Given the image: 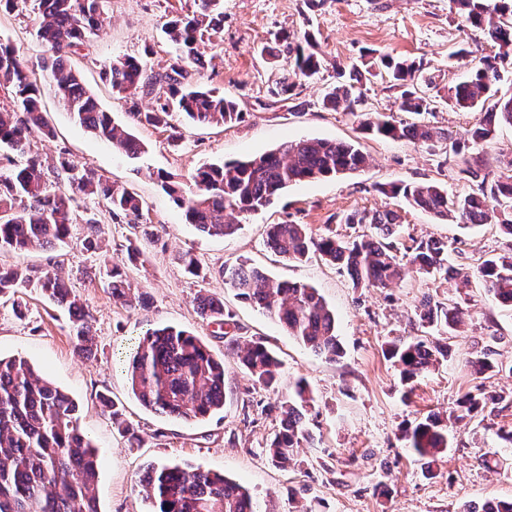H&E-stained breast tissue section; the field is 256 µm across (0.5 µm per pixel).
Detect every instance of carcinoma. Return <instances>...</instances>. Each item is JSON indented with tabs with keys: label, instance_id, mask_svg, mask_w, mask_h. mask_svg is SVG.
<instances>
[{
	"label": "carcinoma",
	"instance_id": "cac0c4a2",
	"mask_svg": "<svg viewBox=\"0 0 512 512\" xmlns=\"http://www.w3.org/2000/svg\"><path fill=\"white\" fill-rule=\"evenodd\" d=\"M221 0H195L196 10L169 21L165 28L178 54L164 71H155L135 57L116 59L105 66L112 89L120 94H142L155 99L148 112H133L134 121L146 122L179 138L177 123L184 118L202 126L241 122L244 113L235 99L204 90L188 80V68L202 62L200 45L205 32L213 28ZM450 8L466 26L483 33L498 49L473 67L468 77L448 86L445 101L455 108L485 107L494 98L500 80L498 63L512 57V0H449ZM102 23L99 0H38L37 37L54 51L46 75L52 80L70 113L88 132L112 144L129 157L143 152L142 144L127 129L112 120L85 87L80 74L65 57L84 45L87 34ZM285 51L293 56L292 76L310 78L322 67L313 35L304 32L295 42L280 37ZM372 67L385 71L393 85L401 88L397 102L400 112L416 116L436 111L437 101L417 84L421 66L415 62L383 55ZM336 84L321 99L327 110H342L358 119L360 130L374 137L406 138L426 146L447 140L445 132L429 123L398 121L386 112L365 107L363 73L355 66H335ZM0 88L10 102L0 107V251L53 249L72 237L77 224H84L82 245L98 247V221L87 216L77 219V197L94 195L104 200L113 216L133 221L142 218L143 203L123 186L110 182L91 169L81 174L62 159L48 169L32 153L30 138L54 136L39 97L36 72L9 43L0 42ZM512 126V97L498 99L485 107L480 121L467 140L453 143L456 154H471L461 169L463 178L475 186L464 196H449L443 186L427 182L398 181L380 188L390 198L401 197L407 206L429 213L438 220L453 218L458 224H485L498 220L503 235L512 242V161L499 172L489 169L481 156L496 128ZM367 157L354 144L323 139L287 142L261 156L203 164L192 175L196 192L189 195L182 183L169 174H159L162 188L186 219L208 235L231 236L240 225L229 217L255 213L273 203L292 183L353 172L366 164ZM344 224H367L370 233L347 238L314 237L305 224H271L267 245L287 260L301 261L311 254L346 272L355 288H385L401 278L404 264L425 275L446 279L458 274L448 264V244L435 239L414 241L401 248L396 241L402 224L401 211H354ZM112 298L129 307L141 302L132 288L124 265L106 269ZM500 305L512 307V250L483 260L473 272ZM224 284L238 291L241 299L260 308L287 330L288 335L314 353L337 360L343 348L337 334L335 314L318 291L300 282L271 279L246 261L224 268ZM19 288H36L51 300L65 305L72 317L76 350L94 352L91 316L80 298L55 271L33 275L27 270L0 266V297ZM200 315L219 326L236 327L232 312L215 297L198 298ZM421 326L439 336L462 322L457 305L427 298L418 306ZM228 346L237 352L252 380L266 389L279 391L281 362L261 341L232 338ZM489 345L472 352L465 366L476 375L499 367ZM387 359L399 369L405 383L451 357L447 342L427 336L393 338L385 348ZM125 372L133 396L146 409L193 422L224 408V363L190 331L171 325L148 330L125 360ZM101 409L117 429L135 437L132 424L122 417L104 394ZM505 397L477 387L459 397L448 419H472L487 408L495 409ZM313 402L312 391L300 378L291 386L279 407L280 425L266 448L271 462L286 467L295 449L314 440L303 424L302 410ZM77 406L67 393L41 377L22 357L0 356V512H99L95 497L98 454L79 426ZM449 426L428 415L404 426L401 439L424 460L425 473L433 475L438 455L446 452ZM150 508L148 512H264L243 484L222 474L188 470L177 465H152L143 476Z\"/></svg>",
	"mask_w": 512,
	"mask_h": 512
}]
</instances>
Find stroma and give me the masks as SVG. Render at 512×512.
<instances>
[{"label":"stroma","mask_w":512,"mask_h":512,"mask_svg":"<svg viewBox=\"0 0 512 512\" xmlns=\"http://www.w3.org/2000/svg\"><path fill=\"white\" fill-rule=\"evenodd\" d=\"M223 7V26L206 34L205 66L194 72L193 82L234 96L242 122L186 126L181 140L171 143L162 129L129 116L131 106L145 111L153 99L125 98L103 73L105 63L126 56H146L157 69L169 65L174 49L165 25L194 10V0H100L101 27L70 57L99 105L142 143L139 157H127L80 127L53 84L42 82L41 102L55 137L33 140V152L51 164L66 157L76 170L93 169L135 192L144 204L143 226L132 228L128 219L111 216L98 198L84 196L80 214L96 217L101 226L96 251L83 249L78 228L55 252L0 251L2 265L54 269L69 278L92 316L97 342L93 358L80 356L68 313L36 289L23 288L18 292L22 315L0 303V355L25 357L77 403L78 423L101 458L95 489L100 512H144L139 480L151 463L224 474L246 484L276 512H295L299 506L307 512H461L468 504L512 499V448L502 447L499 439L501 431H512V309L499 307L477 281L464 285L413 272L389 288L357 290L347 275L319 257L289 261L266 245L269 225L285 222L308 225L317 237L352 235L342 216L389 205L378 191L387 183L435 182L452 195L470 193L473 186L461 179V158L450 144L466 138L481 117L479 110L439 105L427 120L447 131L448 140L430 149L408 139L364 135L354 116L323 109L320 98L335 81L336 62L349 65L371 52L388 54L420 63L444 88L493 55V48L450 10L449 0H223ZM35 18L28 0L11 12L0 9V41L15 46L39 72L50 65L52 54L36 36ZM306 31L314 34L324 66L314 78L297 79L291 100H276L269 91L288 63L283 58L268 63L260 49L282 33ZM306 139L357 143L369 162L354 172L289 186L269 207L243 219L231 236H208L186 224L158 179L162 172L174 175L190 192L191 174L201 163L241 160ZM402 215V243L443 240L452 264L463 272L507 249L493 223L446 224L407 207ZM131 239L141 255L126 273L142 294L132 309L115 303L107 281L94 275L124 258ZM187 252L205 268L206 278L185 272ZM244 258L274 279L318 290L336 315L344 347L340 360L316 355L225 285V267ZM201 295L221 298L241 337L263 340L275 351L283 381L303 377L310 383L315 402L306 423L315 441L299 449L298 466L281 468L268 460L265 449L279 424L278 396L254 383L218 326L200 316L196 299ZM427 295L459 305L464 322L448 338L452 359L406 385L384 348L394 337L422 334L415 309ZM159 324L192 331L223 359V410L188 425L151 413L131 394L124 360ZM491 339L502 370L471 375L465 358L475 344ZM479 384L510 397V404L454 426L451 448L433 475H425L400 437L402 427L432 413L447 415L461 394ZM101 392L136 428L137 442L119 435L101 413L96 400Z\"/></svg>","instance_id":"obj_1"}]
</instances>
